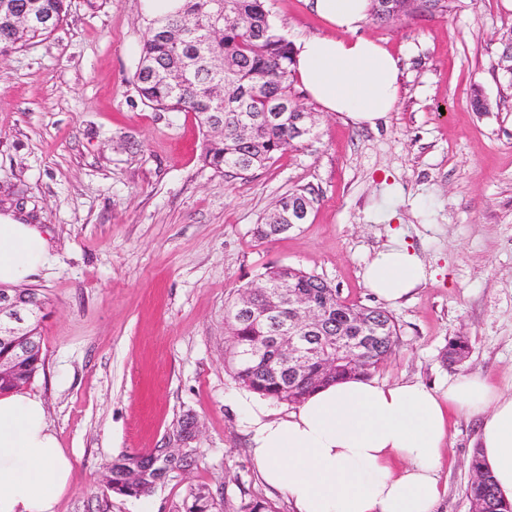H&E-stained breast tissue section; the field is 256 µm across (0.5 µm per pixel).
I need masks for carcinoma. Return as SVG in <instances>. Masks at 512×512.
I'll use <instances>...</instances> for the list:
<instances>
[{"label":"carcinoma","mask_w":512,"mask_h":512,"mask_svg":"<svg viewBox=\"0 0 512 512\" xmlns=\"http://www.w3.org/2000/svg\"><path fill=\"white\" fill-rule=\"evenodd\" d=\"M266 0H185L174 15L154 21L143 40L135 84L141 99L168 112H192L205 129L201 159L222 172L245 175L266 166L288 149L304 141L297 128L311 117L293 91L291 44L270 17ZM412 0H372L371 15L393 19L411 9ZM14 9L31 17L26 31L0 22V48L22 40L48 36L64 21L66 0H13ZM293 108L275 122L265 114L275 104ZM312 199L304 191L283 196L275 211L288 215L299 208L311 210ZM270 292L284 286L278 321L257 320L236 313L229 306L226 316L228 343L224 360L235 382L243 389L287 405H295L316 388L351 376L370 377L393 353L399 327L387 311L350 302L320 276L291 266H266L259 274ZM305 296L321 309L324 347L319 361L298 375L273 347L280 326L295 315L288 302V289ZM14 298L35 307L27 330L41 340L40 328L46 301L30 288H13ZM373 336L359 353H349L336 344V337ZM469 355L467 340L458 337L445 348L450 365ZM43 346H36L31 362L23 366L18 380L30 384L45 369ZM124 455L112 461L105 474L106 491L119 497L139 499L155 493L153 481L135 482L128 476L149 469L161 454ZM472 480L467 495L476 512H512L502 501L489 473L482 470L478 449L470 459ZM176 512H223L210 491L196 489L184 498ZM234 512H275L262 500L241 491Z\"/></svg>","instance_id":"cac0c4a2"}]
</instances>
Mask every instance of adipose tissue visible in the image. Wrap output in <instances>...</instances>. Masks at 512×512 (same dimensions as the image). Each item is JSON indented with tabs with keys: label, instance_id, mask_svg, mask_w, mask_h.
I'll use <instances>...</instances> for the list:
<instances>
[{
	"label": "adipose tissue",
	"instance_id": "obj_1",
	"mask_svg": "<svg viewBox=\"0 0 512 512\" xmlns=\"http://www.w3.org/2000/svg\"><path fill=\"white\" fill-rule=\"evenodd\" d=\"M333 29L297 40L291 68L324 111L375 125L396 105L393 54L359 36L371 0H309ZM51 263L48 240L24 216L0 213V284L22 282ZM424 279L403 244L379 251L364 280L395 303ZM236 410L264 482L293 512H436L447 492L441 468L452 414L479 418L478 447L501 499L512 503V394L478 374L447 386L354 377L327 384L282 411L244 393ZM73 465L44 402L16 390L0 395V512H55Z\"/></svg>",
	"mask_w": 512,
	"mask_h": 512
}]
</instances>
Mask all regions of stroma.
I'll list each match as a JSON object with an SVG mask.
<instances>
[{"mask_svg":"<svg viewBox=\"0 0 512 512\" xmlns=\"http://www.w3.org/2000/svg\"><path fill=\"white\" fill-rule=\"evenodd\" d=\"M288 41L326 33L306 0H267ZM152 23L141 0H69L44 39L0 54V212L42 228L51 266L27 285L46 295L43 399L73 477L56 512H136L109 496L106 467L124 453L173 446L186 418L199 461L154 499L173 512L203 487L291 512L260 479L229 401L225 316L269 264L315 273L367 306V264L402 230L425 282L388 311L395 352L378 381L428 386L478 373L512 393V88L499 67L512 10L502 0H442L359 30L399 59L400 97L376 127L320 108L314 136L247 177L200 159L193 113L139 97L134 73ZM480 89L490 103L473 111ZM313 198L307 224L263 241L256 224L287 192ZM466 361L443 364L449 339ZM477 419L453 414L437 512H472Z\"/></svg>","mask_w":512,"mask_h":512,"instance_id":"35a3bbf8","label":"stroma"}]
</instances>
